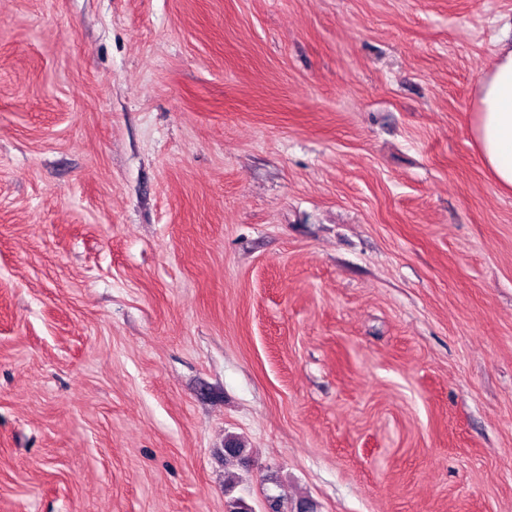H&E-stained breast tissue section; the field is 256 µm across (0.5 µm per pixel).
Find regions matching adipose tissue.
I'll return each instance as SVG.
<instances>
[{"label":"adipose tissue","instance_id":"ef3b65f1","mask_svg":"<svg viewBox=\"0 0 512 512\" xmlns=\"http://www.w3.org/2000/svg\"><path fill=\"white\" fill-rule=\"evenodd\" d=\"M472 146L499 191L512 193V43L480 77L469 121Z\"/></svg>","mask_w":512,"mask_h":512}]
</instances>
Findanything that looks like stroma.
I'll use <instances>...</instances> for the list:
<instances>
[{"label":"stroma","mask_w":512,"mask_h":512,"mask_svg":"<svg viewBox=\"0 0 512 512\" xmlns=\"http://www.w3.org/2000/svg\"><path fill=\"white\" fill-rule=\"evenodd\" d=\"M505 38L512 0H0V512H512ZM471 145L496 188L512 193V43H500L480 77L469 121Z\"/></svg>","instance_id":"stroma-1"}]
</instances>
